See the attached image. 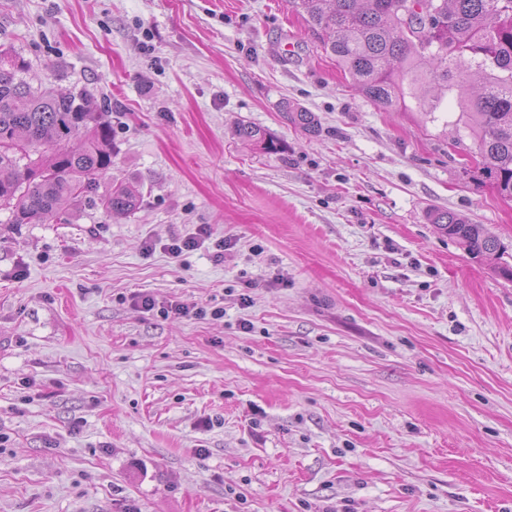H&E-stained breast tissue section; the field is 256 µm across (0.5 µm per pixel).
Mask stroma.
<instances>
[{
  "label": "stroma",
  "instance_id": "1",
  "mask_svg": "<svg viewBox=\"0 0 512 512\" xmlns=\"http://www.w3.org/2000/svg\"><path fill=\"white\" fill-rule=\"evenodd\" d=\"M1 47L114 157L67 223L0 211V512H512V280L426 218L512 265L456 104L371 103L287 0H0ZM200 224L223 257L171 259ZM283 117L294 127L308 133H315L318 128V119L313 112L282 102L280 105ZM238 135L243 141L259 147L266 153H276L280 149L279 143L261 127L241 124L238 126ZM99 201L106 211L116 215L132 213L139 205L137 193L123 182L112 183L111 191ZM427 217L431 224L456 240L472 258L495 256L502 252L499 241L480 224H472L448 210L431 209Z\"/></svg>",
  "mask_w": 512,
  "mask_h": 512
}]
</instances>
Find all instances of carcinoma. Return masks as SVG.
Masks as SVG:
<instances>
[{"instance_id":"1","label":"carcinoma","mask_w":512,"mask_h":512,"mask_svg":"<svg viewBox=\"0 0 512 512\" xmlns=\"http://www.w3.org/2000/svg\"><path fill=\"white\" fill-rule=\"evenodd\" d=\"M289 0L323 51L372 103L390 108L414 99L435 122L448 94H457L464 127L479 156L478 176L512 201V0ZM27 63L0 51V209L11 224H37L80 204L112 167V126L86 89L58 94L21 74ZM294 127L316 132L314 113L283 102ZM239 137L266 153L279 143L255 125ZM116 215L134 212L137 193L116 182L100 198ZM430 223L474 258L498 255L499 241L482 225L431 209Z\"/></svg>"}]
</instances>
